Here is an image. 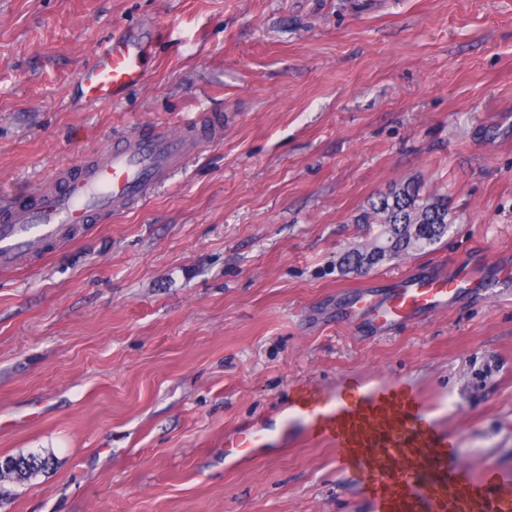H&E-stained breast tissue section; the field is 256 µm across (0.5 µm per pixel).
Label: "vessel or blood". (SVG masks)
Masks as SVG:
<instances>
[{
  "mask_svg": "<svg viewBox=\"0 0 512 512\" xmlns=\"http://www.w3.org/2000/svg\"><path fill=\"white\" fill-rule=\"evenodd\" d=\"M150 54V39L137 28L98 43L78 73L82 96L97 103L126 95L144 83ZM223 134L214 117L190 120L176 133L121 137L84 160L62 187L41 189L31 203L14 199L0 210V268L70 239L79 225L141 207L201 144ZM489 287L484 265L466 258L449 270L403 277L386 291L357 292L345 317L383 333ZM293 429L338 448L336 468L353 476L370 512H512V475L491 463L477 471L464 464L455 436L407 381L369 384L348 375L328 391L294 387L278 425L240 430L224 446L229 455L254 459Z\"/></svg>",
  "mask_w": 512,
  "mask_h": 512,
  "instance_id": "b4317fda",
  "label": "vessel or blood"
}]
</instances>
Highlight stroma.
<instances>
[{
	"mask_svg": "<svg viewBox=\"0 0 512 512\" xmlns=\"http://www.w3.org/2000/svg\"><path fill=\"white\" fill-rule=\"evenodd\" d=\"M154 26L143 85L77 101L94 45ZM220 117L139 209L0 270V512H369L336 447L295 433L237 462L299 383L410 381L462 460L512 472V284L373 333L342 320L461 257L512 263V0H0V202L112 139ZM411 182L455 222L424 252L343 256ZM6 469L0 468V481L4 479L27 481L36 477L39 473L47 471L53 465V459L49 455L28 454L5 457Z\"/></svg>",
	"mask_w": 512,
	"mask_h": 512,
	"instance_id": "stroma-1",
	"label": "stroma"
}]
</instances>
